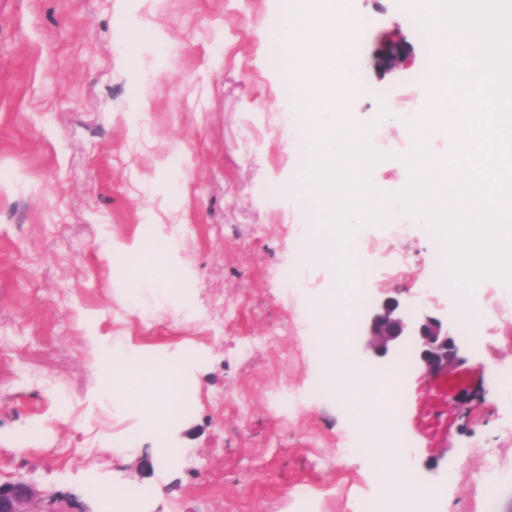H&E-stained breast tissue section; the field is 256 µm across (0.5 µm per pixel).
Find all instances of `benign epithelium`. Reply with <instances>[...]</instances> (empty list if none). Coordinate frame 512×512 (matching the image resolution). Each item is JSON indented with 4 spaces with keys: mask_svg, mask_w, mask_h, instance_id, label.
I'll list each match as a JSON object with an SVG mask.
<instances>
[{
    "mask_svg": "<svg viewBox=\"0 0 512 512\" xmlns=\"http://www.w3.org/2000/svg\"><path fill=\"white\" fill-rule=\"evenodd\" d=\"M382 62L391 64L407 61V51L401 43L392 41L380 49ZM364 334L356 342L379 358V364L388 365L397 359L406 346H411L422 368L421 376L431 378L448 371V363L457 359L459 347L448 335L438 319L426 317L414 322L400 309L396 299H388L363 315ZM32 497L25 482L0 484V512H33L27 508Z\"/></svg>",
    "mask_w": 512,
    "mask_h": 512,
    "instance_id": "1",
    "label": "benign epithelium"
}]
</instances>
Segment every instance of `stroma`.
Returning <instances> with one entry per match:
<instances>
[{
    "mask_svg": "<svg viewBox=\"0 0 512 512\" xmlns=\"http://www.w3.org/2000/svg\"><path fill=\"white\" fill-rule=\"evenodd\" d=\"M336 7L368 21L358 43L336 46L351 61L336 105L384 155L372 184L395 193L415 143L381 107L428 111L436 49L407 0ZM287 11L286 0H0V483L30 484L43 512H114L109 486L144 491L137 512H365L378 495L367 457L344 451L352 421L309 343L310 304L349 282L299 185L293 88L269 63L265 31ZM390 34L403 66L379 60ZM392 212L399 235L381 222L353 233L370 303L395 298L411 319L447 323L462 360L431 379L411 368L400 425L417 483L401 498L422 487L430 512H512L501 388L512 287L480 280L471 302L488 322L481 338L461 335L455 291L427 272L440 239ZM104 342L188 359L191 409L141 431L133 406L99 391ZM274 390L287 410L268 401ZM92 475L102 493L88 492Z\"/></svg>",
    "mask_w": 512,
    "mask_h": 512,
    "instance_id": "obj_1",
    "label": "stroma"
}]
</instances>
